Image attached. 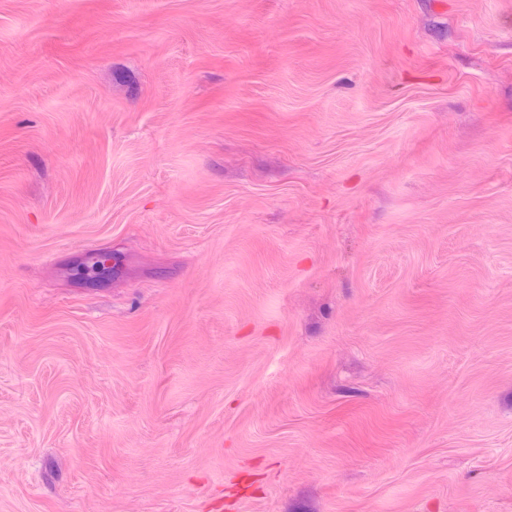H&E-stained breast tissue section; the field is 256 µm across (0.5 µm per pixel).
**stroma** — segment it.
Returning a JSON list of instances; mask_svg holds the SVG:
<instances>
[{
	"mask_svg": "<svg viewBox=\"0 0 512 512\" xmlns=\"http://www.w3.org/2000/svg\"><path fill=\"white\" fill-rule=\"evenodd\" d=\"M0 512H512V0H0ZM115 265V258L112 251L100 252L93 257V254L88 255L84 262L83 268L87 273L93 274V278L106 279L112 277V270Z\"/></svg>",
	"mask_w": 512,
	"mask_h": 512,
	"instance_id": "obj_1",
	"label": "stroma"
}]
</instances>
